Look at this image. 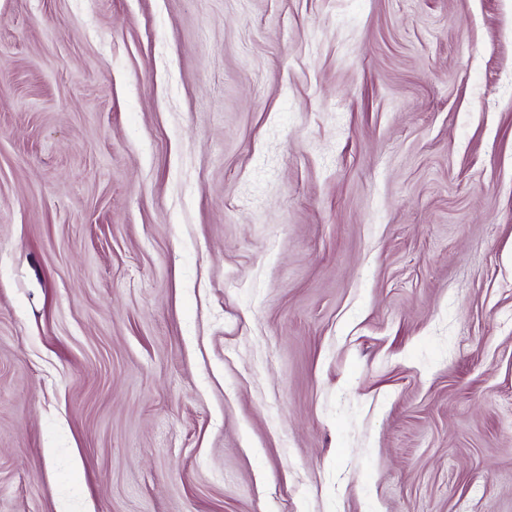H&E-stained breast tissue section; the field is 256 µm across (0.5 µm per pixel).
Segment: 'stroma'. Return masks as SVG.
<instances>
[{"mask_svg": "<svg viewBox=\"0 0 512 512\" xmlns=\"http://www.w3.org/2000/svg\"><path fill=\"white\" fill-rule=\"evenodd\" d=\"M0 512H512V0H0Z\"/></svg>", "mask_w": 512, "mask_h": 512, "instance_id": "obj_1", "label": "stroma"}]
</instances>
